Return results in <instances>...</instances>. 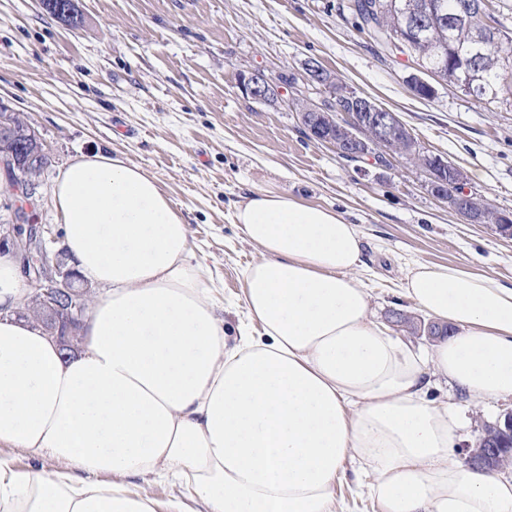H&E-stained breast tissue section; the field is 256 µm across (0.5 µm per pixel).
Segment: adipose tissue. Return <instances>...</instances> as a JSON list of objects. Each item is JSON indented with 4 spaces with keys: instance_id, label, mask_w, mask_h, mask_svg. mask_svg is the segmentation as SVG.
Returning <instances> with one entry per match:
<instances>
[{
    "instance_id": "1",
    "label": "adipose tissue",
    "mask_w": 512,
    "mask_h": 512,
    "mask_svg": "<svg viewBox=\"0 0 512 512\" xmlns=\"http://www.w3.org/2000/svg\"><path fill=\"white\" fill-rule=\"evenodd\" d=\"M52 196L77 272L101 288L64 354L8 311L27 284L0 254V512H156L129 482H169L167 512H336L363 485L380 512H512V478L457 462L439 375L512 396V287L419 263L402 295L452 334L425 349L370 316L364 240L336 212L270 191L235 220L262 257L242 295L259 335L229 337L187 227L157 180L102 153L61 169ZM59 462L45 472L43 459Z\"/></svg>"
}]
</instances>
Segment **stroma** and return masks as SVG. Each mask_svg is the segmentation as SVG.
<instances>
[{
	"label": "stroma",
	"mask_w": 512,
	"mask_h": 512,
	"mask_svg": "<svg viewBox=\"0 0 512 512\" xmlns=\"http://www.w3.org/2000/svg\"><path fill=\"white\" fill-rule=\"evenodd\" d=\"M78 21L50 17L36 0H0V103L36 130L51 163L31 198L0 165V224L24 209L48 251L63 246L52 202L60 169L102 150L141 167L180 209L189 247L215 288L230 335L247 326L242 272L261 257L235 207L274 190L328 207L357 225L368 267L360 279L381 322L413 311L399 293L417 262L454 263L512 286V238L469 223L427 191L422 168L340 158L301 130L295 109L260 103L239 76L262 72L285 92L308 59L397 114L421 147L460 167L466 191L512 214V99L480 102L438 84L421 98L406 56L369 43L348 0H75ZM453 404L457 447L475 448L485 423L512 398L478 402L443 378L430 392Z\"/></svg>",
	"instance_id": "1"
}]
</instances>
